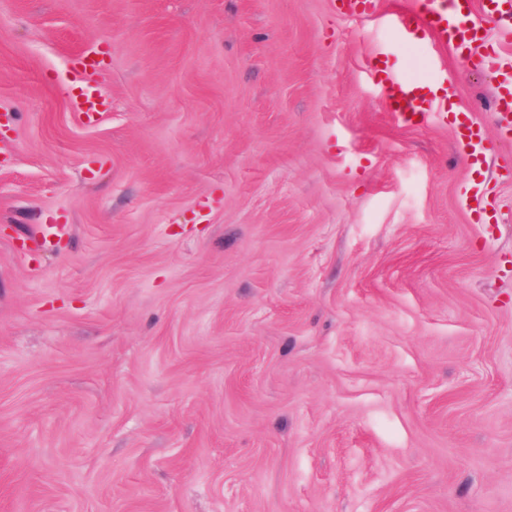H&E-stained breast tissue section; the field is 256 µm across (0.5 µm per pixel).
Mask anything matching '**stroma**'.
Wrapping results in <instances>:
<instances>
[{"instance_id": "35a3bbf8", "label": "stroma", "mask_w": 512, "mask_h": 512, "mask_svg": "<svg viewBox=\"0 0 512 512\" xmlns=\"http://www.w3.org/2000/svg\"><path fill=\"white\" fill-rule=\"evenodd\" d=\"M387 38L332 0H0V512H512V51L397 54L494 137L482 224L367 72ZM69 71L74 86L78 89L76 102L84 117L91 121L107 108V101L90 82L89 76L97 70L98 61L93 52L88 51L69 61ZM493 102L498 118L504 123L499 127L498 135L510 138L512 133V63L510 62L504 63L497 73Z\"/></svg>"}]
</instances>
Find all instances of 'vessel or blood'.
Masks as SVG:
<instances>
[{"instance_id": "1", "label": "vessel or blood", "mask_w": 512, "mask_h": 512, "mask_svg": "<svg viewBox=\"0 0 512 512\" xmlns=\"http://www.w3.org/2000/svg\"><path fill=\"white\" fill-rule=\"evenodd\" d=\"M349 14L372 16L387 26L399 44H413L425 55L443 46L468 57L485 54L492 42L512 43V0H413L410 7L382 12L376 0H341ZM389 47H381L369 61V71L383 91L389 111L400 116L423 118L430 113H447L455 105L456 85L443 70H435L425 80H407L390 62ZM98 67L93 52L73 57L69 62L72 81L78 90L76 102L86 119H94L107 108V101L90 82ZM494 109L502 124L500 137L512 136V63L497 73ZM455 138L472 164H479L493 146L485 129L468 116L455 119Z\"/></svg>"}]
</instances>
